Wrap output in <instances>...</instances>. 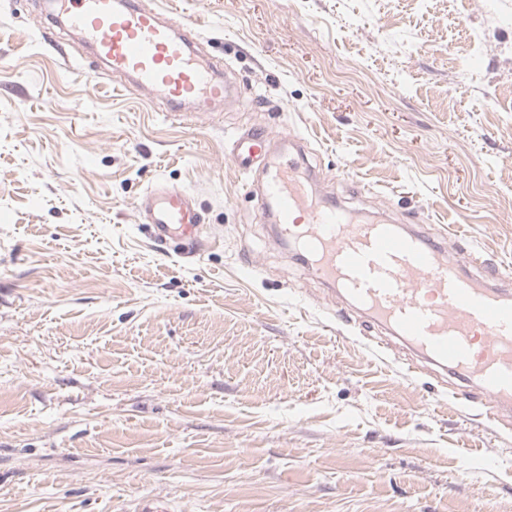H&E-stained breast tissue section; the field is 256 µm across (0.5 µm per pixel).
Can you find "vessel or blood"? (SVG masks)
<instances>
[{"mask_svg":"<svg viewBox=\"0 0 512 512\" xmlns=\"http://www.w3.org/2000/svg\"><path fill=\"white\" fill-rule=\"evenodd\" d=\"M90 43L115 79L160 97L169 111H209L230 82L200 61L191 31L169 13L136 0H52ZM274 137L252 129L235 137L231 158L244 175L265 167ZM261 201L283 243L304 252L313 274L418 357L473 383L454 403L477 401L487 415H512V285L495 288L481 274L461 272L439 243L402 233L395 224L356 222L350 211L312 196L299 160L265 182ZM157 241L196 240L201 219L189 196L154 188L143 200Z\"/></svg>","mask_w":512,"mask_h":512,"instance_id":"obj_1","label":"vessel or blood"}]
</instances>
